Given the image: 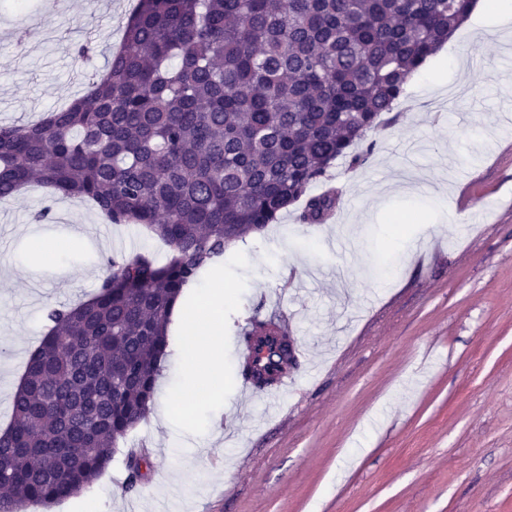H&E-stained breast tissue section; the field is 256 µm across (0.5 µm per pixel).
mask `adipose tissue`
I'll list each match as a JSON object with an SVG mask.
<instances>
[{
  "instance_id": "adipose-tissue-1",
  "label": "adipose tissue",
  "mask_w": 512,
  "mask_h": 512,
  "mask_svg": "<svg viewBox=\"0 0 512 512\" xmlns=\"http://www.w3.org/2000/svg\"><path fill=\"white\" fill-rule=\"evenodd\" d=\"M172 320L177 332V355L187 362L185 381L205 386L221 380L224 376L222 322L198 314L181 300L174 305Z\"/></svg>"
}]
</instances>
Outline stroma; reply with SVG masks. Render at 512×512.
Returning <instances> with one entry per match:
<instances>
[{
  "label": "stroma",
  "mask_w": 512,
  "mask_h": 512,
  "mask_svg": "<svg viewBox=\"0 0 512 512\" xmlns=\"http://www.w3.org/2000/svg\"><path fill=\"white\" fill-rule=\"evenodd\" d=\"M136 0H0V124L86 93ZM98 44L88 61L75 53ZM512 21L468 20L368 135L337 161L333 216L288 209L233 244L221 398L155 399L111 465L53 512H512ZM62 243L34 260L32 234ZM168 248L81 199L32 184L0 201V430L11 379L48 307L87 299L109 257ZM282 317L299 366L288 389L243 400L240 333ZM153 468L127 494L126 453ZM179 471V484L168 480Z\"/></svg>",
  "instance_id": "1"
}]
</instances>
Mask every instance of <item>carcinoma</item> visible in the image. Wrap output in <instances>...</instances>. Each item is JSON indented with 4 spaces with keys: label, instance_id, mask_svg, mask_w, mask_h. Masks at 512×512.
I'll list each match as a JSON object with an SVG mask.
<instances>
[{
    "label": "carcinoma",
    "instance_id": "1",
    "mask_svg": "<svg viewBox=\"0 0 512 512\" xmlns=\"http://www.w3.org/2000/svg\"><path fill=\"white\" fill-rule=\"evenodd\" d=\"M477 0H138L121 47L87 96L33 125L0 126V199L31 182L86 199L112 224L170 246L155 262L108 259L75 307H51L0 432V512L89 487L147 416L173 305L227 248L298 205L323 224L336 189L312 195L364 142ZM240 370L257 390L299 361L276 315L255 310ZM148 457L127 455L125 491Z\"/></svg>",
    "mask_w": 512,
    "mask_h": 512
}]
</instances>
